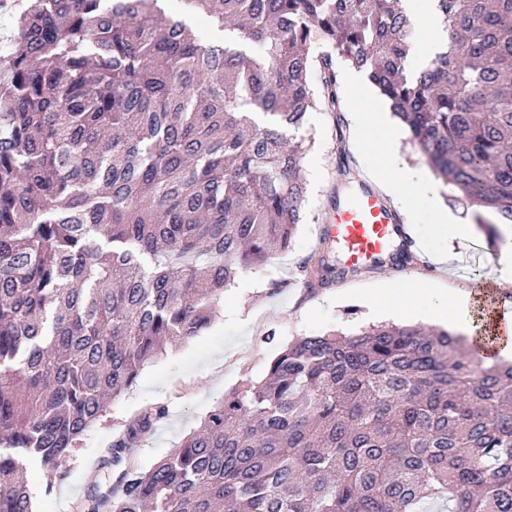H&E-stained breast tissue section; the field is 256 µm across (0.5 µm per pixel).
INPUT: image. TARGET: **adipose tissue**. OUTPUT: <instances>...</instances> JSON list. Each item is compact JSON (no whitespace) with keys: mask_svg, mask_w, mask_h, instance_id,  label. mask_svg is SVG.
<instances>
[{"mask_svg":"<svg viewBox=\"0 0 512 512\" xmlns=\"http://www.w3.org/2000/svg\"><path fill=\"white\" fill-rule=\"evenodd\" d=\"M409 14L421 19L428 27V35L414 42L413 55L416 65H424L444 46V29L437 0H403ZM384 129L385 139L380 145L383 157L377 163H365L363 171L387 195L402 203L410 223L431 224L441 233H467L468 223L444 205L443 187L433 180L423 179L421 173L407 168L400 160L401 137L389 128L385 109L359 112L354 116L355 132L365 127ZM424 182L431 202L426 211H418L413 205L417 182ZM374 308L394 307L404 318L411 317L418 306H428L432 323L444 326L467 337L468 341L483 342L494 354L512 359V317L496 318L489 313L481 293L474 288H450L446 283L425 277L410 278L408 285L384 288L375 295Z\"/></svg>","mask_w":512,"mask_h":512,"instance_id":"1","label":"adipose tissue"}]
</instances>
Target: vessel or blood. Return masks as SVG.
<instances>
[{"instance_id":"vessel-or-blood-1","label":"vessel or blood","mask_w":512,"mask_h":512,"mask_svg":"<svg viewBox=\"0 0 512 512\" xmlns=\"http://www.w3.org/2000/svg\"><path fill=\"white\" fill-rule=\"evenodd\" d=\"M326 234L349 268L389 258L409 239L407 225L400 223L388 199L364 184L334 209Z\"/></svg>"}]
</instances>
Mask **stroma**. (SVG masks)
<instances>
[{
  "mask_svg": "<svg viewBox=\"0 0 512 512\" xmlns=\"http://www.w3.org/2000/svg\"><path fill=\"white\" fill-rule=\"evenodd\" d=\"M301 136L312 139L303 167L307 187L305 221L292 246L273 263L240 271L211 326L190 343L174 342L162 357L141 372L136 383L113 401L100 422L88 429L58 474L52 492L36 460L25 459L30 486L36 492L35 512H78L90 488L98 481L116 482L118 469L102 468L113 442L122 436L142 410L152 404L166 415L142 438L135 452L141 468H150L168 455L229 390L248 380L262 379L270 362L289 343L302 336L330 330L350 332L378 323L359 291L376 281H404L390 268H368L352 279L351 287L310 292L294 277L299 262L320 242L329 199L338 186L340 139L349 138V126L335 127L330 112L308 113ZM453 252L450 276L466 285L475 280L496 281V254L484 233L471 230L449 237Z\"/></svg>",
  "mask_w": 512,
  "mask_h": 512,
  "instance_id": "obj_1",
  "label": "stroma"
}]
</instances>
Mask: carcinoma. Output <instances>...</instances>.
I'll use <instances>...</instances> for the list:
<instances>
[{"mask_svg":"<svg viewBox=\"0 0 512 512\" xmlns=\"http://www.w3.org/2000/svg\"><path fill=\"white\" fill-rule=\"evenodd\" d=\"M27 0L0 80V512L52 478L239 271L288 251L323 106L346 62L407 127L494 248L512 224V0H438L447 49L415 75L402 0ZM184 14L224 32L216 43ZM336 58L315 57L316 41ZM319 66L322 90L311 85ZM350 274L332 245L309 289ZM151 405L80 512H512V361L453 332L372 324L302 336L144 470Z\"/></svg>","mask_w":512,"mask_h":512,"instance_id":"obj_1","label":"carcinoma"}]
</instances>
